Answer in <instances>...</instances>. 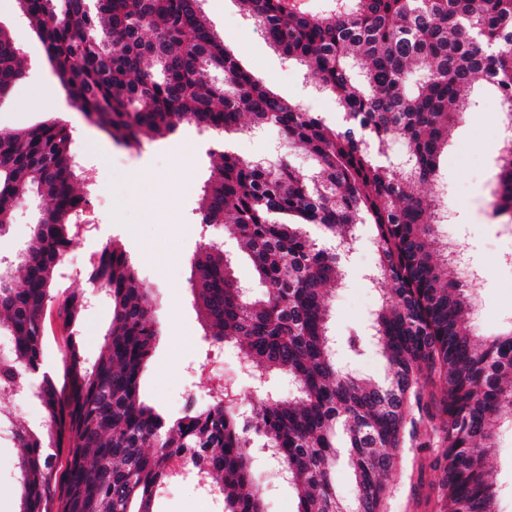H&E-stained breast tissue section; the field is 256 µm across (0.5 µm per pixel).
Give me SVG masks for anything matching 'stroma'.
Wrapping results in <instances>:
<instances>
[{
	"label": "stroma",
	"instance_id": "1",
	"mask_svg": "<svg viewBox=\"0 0 512 512\" xmlns=\"http://www.w3.org/2000/svg\"><path fill=\"white\" fill-rule=\"evenodd\" d=\"M202 10L225 46L264 86L319 113L328 125L337 124L339 114L333 99L317 92L304 67L285 59L257 33L240 0H203ZM0 25L9 29L20 48L26 72L24 82L0 100V131L22 130L56 117L67 121L74 131L79 161L91 177L86 230L77 237L67 263L88 262L97 238L114 239L130 255L140 284L156 304L158 336L141 378L142 399L171 420L181 415L186 394H193L199 403L208 402L211 382L207 366L217 353L224 360L225 379L244 392L240 411L255 414L262 400L244 372L242 353L232 345L214 351L203 335L188 289L191 259L201 241L195 210L212 165V137L195 125L183 124L172 135L144 141L139 149L117 145L70 106L16 0H0ZM471 94L478 104L452 130L448 151L440 158L437 183L422 185L420 191H436L447 198L449 220L441 225L440 233L466 245L480 269L481 285L476 289L480 304L471 319L480 335L493 337L512 326V266L498 261L500 254L512 251V236L501 233L491 206L501 140L499 101L479 79L474 80ZM226 143L245 159L275 165L286 156L303 175H311L314 169L305 151H283V137L273 127L258 133L228 134ZM375 264L372 230L359 226L349 258L348 282L331 295V333L340 363L380 381L386 367L379 348L368 337L371 315L385 300L381 285L369 279ZM111 321L112 308L106 299H93L81 323L88 359H96ZM355 336L360 339L356 353L349 347ZM419 429L427 445L406 449L390 478L384 512H442L437 495L440 473L431 465L438 453L433 424L421 423ZM253 466L261 481L266 512H295L296 491L279 477L276 467L260 457L254 458ZM486 468L495 482L499 512H512V408L502 415L498 444L487 458Z\"/></svg>",
	"mask_w": 512,
	"mask_h": 512
}]
</instances>
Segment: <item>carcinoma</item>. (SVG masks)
I'll use <instances>...</instances> for the list:
<instances>
[{"instance_id": "obj_1", "label": "carcinoma", "mask_w": 512, "mask_h": 512, "mask_svg": "<svg viewBox=\"0 0 512 512\" xmlns=\"http://www.w3.org/2000/svg\"><path fill=\"white\" fill-rule=\"evenodd\" d=\"M270 45L304 65L331 96L344 124L267 90L243 69L202 17V0H19L68 97L115 143L139 148L188 119L219 136L276 127L311 155V181L285 160L276 167L226 150L201 189L195 223L222 227L250 252L266 294L242 292L218 241L203 238L188 280L193 306L213 344L243 350L253 377H285L297 396L264 390L246 418L212 401L167 421L140 400L157 336L155 310L127 252L112 243L88 263L87 280L112 305L102 353L84 357L88 296L57 286L64 249L81 223L86 171L62 119L0 132V238L19 200H46L39 224L0 257V394L32 396L41 429L8 420L22 449L18 512H157L156 502L186 467L219 512H265L253 469L251 434L264 438L297 492V512H382L388 481L413 410L440 420L443 512H497L485 469L503 410L512 407V332L482 337L468 320L470 283L448 270L436 232L448 213L417 187L437 180L448 132L472 107L468 87L488 83L512 119V0H329L321 15L288 0H242ZM362 59L363 79L349 60ZM24 78L20 51L0 26V98ZM494 214L512 223V145L495 163ZM320 227L324 241L309 238ZM373 231V280L388 297L371 318L387 365L382 383L336 360L329 291L341 285L344 256L326 241ZM64 341L61 370L44 369L46 318ZM345 453L354 499L340 495L334 469ZM66 456V466L55 458Z\"/></svg>"}]
</instances>
